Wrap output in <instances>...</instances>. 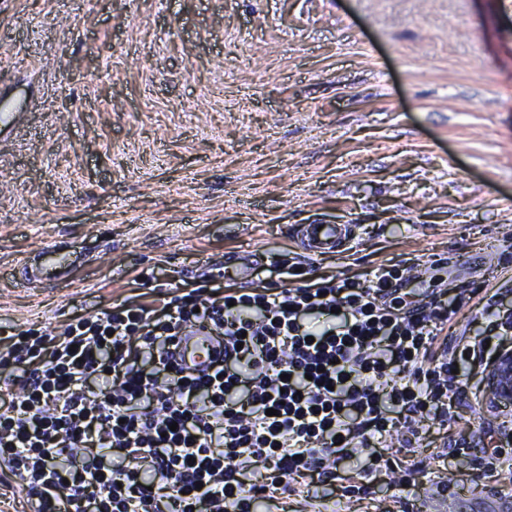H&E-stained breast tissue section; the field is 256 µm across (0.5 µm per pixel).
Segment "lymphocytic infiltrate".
Segmentation results:
<instances>
[{
    "mask_svg": "<svg viewBox=\"0 0 512 512\" xmlns=\"http://www.w3.org/2000/svg\"><path fill=\"white\" fill-rule=\"evenodd\" d=\"M395 269L368 284L308 282L223 293L214 279L147 302L27 330L0 352V469L29 512H265L277 493L312 502L337 464L374 457L398 427L443 418L454 363L437 330L463 303L407 300ZM224 339L214 375L174 368L178 336ZM405 384L395 385V375Z\"/></svg>",
    "mask_w": 512,
    "mask_h": 512,
    "instance_id": "lymphocytic-infiltrate-1",
    "label": "lymphocytic infiltrate"
}]
</instances>
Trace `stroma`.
Returning a JSON list of instances; mask_svg holds the SVG:
<instances>
[{"label": "stroma", "mask_w": 512, "mask_h": 512, "mask_svg": "<svg viewBox=\"0 0 512 512\" xmlns=\"http://www.w3.org/2000/svg\"><path fill=\"white\" fill-rule=\"evenodd\" d=\"M0 110V345L285 258L512 308V0H0ZM313 223L357 238L305 258ZM59 241L72 274L24 284ZM484 379L460 364L410 482L378 473L349 512H433L443 483L512 500L482 466L512 455Z\"/></svg>", "instance_id": "1"}]
</instances>
